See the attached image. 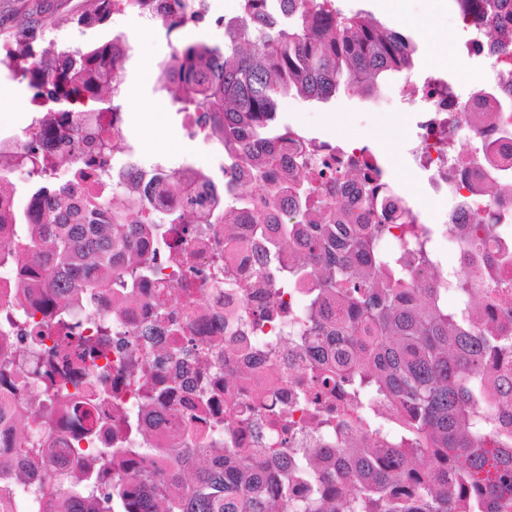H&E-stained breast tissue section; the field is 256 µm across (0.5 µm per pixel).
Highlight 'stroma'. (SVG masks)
<instances>
[{"label":"stroma","mask_w":512,"mask_h":512,"mask_svg":"<svg viewBox=\"0 0 512 512\" xmlns=\"http://www.w3.org/2000/svg\"><path fill=\"white\" fill-rule=\"evenodd\" d=\"M208 3L209 17L204 22L171 33L158 22L141 26L129 35L132 52L124 73L125 136L145 166L161 161L174 168L188 161L208 169L212 175L220 173L223 149L219 144L195 146L181 139L168 141L169 131L180 129L183 117L155 90L158 65L175 48L191 41L223 43L224 31L216 27L214 19L234 14L236 0ZM87 8V0H0V40L26 29L34 48L39 50L46 47L47 32L53 29L59 41L74 40L85 49L110 41L111 23L79 25L78 18ZM457 17L453 0H404L401 15L383 16V23L412 36L415 42V68L410 80L416 85L431 78L451 79L467 40L466 33L455 24ZM404 82L400 77L390 78L381 94L372 99L343 90L325 102L289 98L279 105L277 122L299 130L309 139L358 135L362 145L381 160L385 176L395 190L409 188L408 205L428 224L432 221V207L422 204L419 177L408 160L417 113L403 107L399 100ZM0 86L13 92L12 98L0 102V134H23L35 117L28 83L0 71Z\"/></svg>","instance_id":"obj_1"}]
</instances>
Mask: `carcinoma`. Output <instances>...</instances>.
<instances>
[{
  "instance_id": "cac0c4a2",
  "label": "carcinoma",
  "mask_w": 512,
  "mask_h": 512,
  "mask_svg": "<svg viewBox=\"0 0 512 512\" xmlns=\"http://www.w3.org/2000/svg\"><path fill=\"white\" fill-rule=\"evenodd\" d=\"M163 3L168 30L199 23L205 0H139ZM80 23L107 22L112 0H91ZM497 43H512V0H454ZM224 45L183 44L159 64L157 90L177 111L198 115L224 151V172L246 171L266 182L281 152L300 155L297 171L265 185L269 200L285 195L294 214H261L253 243L263 263L255 286L284 292L309 286L304 305L288 315L289 335L311 356L309 387L302 399L317 430L326 435L335 416L324 407L330 386L352 404L346 428L356 437L336 438L323 455L304 458L292 449L265 455L255 449L185 448L165 480L151 481L145 497H133L109 478L107 457L81 483L52 470L33 474L34 488L0 492V512H67L62 498L72 492L84 512H512V251L490 254L488 241L512 239V223L474 215L473 231L459 251V267L440 268L435 238L447 224H418L412 209L384 180L383 165L368 156L373 171L358 208L329 206L321 183L329 164H310L303 154L312 140L278 129L282 99L327 101L340 89L377 96L388 78L409 75L412 39L368 11L348 12L335 0H239L238 13L216 22ZM9 55L26 71L33 99L44 112H68V99L81 90L112 111V67L121 65L120 44L94 47L72 58L31 52L25 31L7 40ZM484 120L512 107L499 86L476 93ZM71 126V145L96 164L101 146ZM512 154L485 161L480 194H499L503 168ZM23 168L40 182L30 205L17 212L10 174ZM180 189L179 171L166 170L153 198L139 185L105 196L91 174L60 179L58 161L37 153L34 142L8 159L0 155V270L15 276L5 294L9 320L0 334H27L39 352L53 357L73 343L87 345L85 325L75 321L84 304L119 288L134 297L141 283L159 275L160 259L189 267L186 251L173 243L192 224H222L232 234L237 212L248 210V194L212 186L208 205L163 210ZM399 231L405 246L382 243ZM60 326L48 346L34 320L32 295ZM40 427L16 452L29 458L49 444ZM309 482L302 501L294 483Z\"/></svg>"
}]
</instances>
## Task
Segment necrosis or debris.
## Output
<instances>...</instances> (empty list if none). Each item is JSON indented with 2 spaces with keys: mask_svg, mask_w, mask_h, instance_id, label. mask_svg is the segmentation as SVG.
<instances>
[{
  "mask_svg": "<svg viewBox=\"0 0 512 512\" xmlns=\"http://www.w3.org/2000/svg\"><path fill=\"white\" fill-rule=\"evenodd\" d=\"M476 54L484 59L485 68L465 65L452 81L434 82L411 149L415 167L424 174V193L450 202L437 212V220L455 225L461 236L473 222L471 190L483 171L482 147L499 152L512 147V111L500 113L497 124L474 127L468 114L471 100L456 92L460 84L512 79L502 66L505 52L479 45ZM465 129L477 149L468 156L454 154L450 142ZM311 154L340 171L365 157L355 136L317 142ZM252 201L250 211L238 214L232 238H225L220 224L202 225L200 232L183 238L181 245L191 252L196 273L181 291L170 292L160 278L140 289L138 299L128 301L116 292L95 302L97 321L109 328L110 354L94 356L73 346L47 366L49 378L65 382V396L28 385L21 374L0 383V407L28 403L29 417L40 421L47 409H54L53 445L44 451L43 467L64 471L76 480L92 466L94 449L110 445L122 451L112 462L114 474L127 476L140 469L141 459L133 451L146 440L155 448H181L189 439L203 448L212 447L217 439L227 448H275L286 430L271 412L285 405L293 411L288 430L293 435L291 447H333V439L317 432L299 401L308 386L307 355L293 346L275 350L269 346L275 337L285 336L287 323L281 311L297 306L302 291L274 296L269 289L250 287L259 263L251 217L253 211L268 206L258 191ZM221 262L237 275L238 287L218 286L215 271ZM273 305L279 313L262 329L247 325V318ZM160 306L185 311L184 343L209 351V401H202L197 391L196 365L191 360L144 358L141 331L150 326ZM94 384L111 388V402L98 406L84 402L83 391Z\"/></svg>",
  "mask_w": 512,
  "mask_h": 512,
  "instance_id": "1",
  "label": "necrosis or debris"
}]
</instances>
